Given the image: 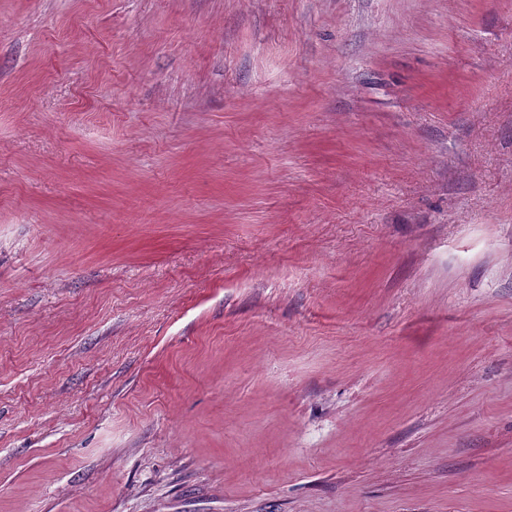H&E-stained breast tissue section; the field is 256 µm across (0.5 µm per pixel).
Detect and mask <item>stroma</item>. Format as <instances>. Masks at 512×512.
Listing matches in <instances>:
<instances>
[{
    "mask_svg": "<svg viewBox=\"0 0 512 512\" xmlns=\"http://www.w3.org/2000/svg\"><path fill=\"white\" fill-rule=\"evenodd\" d=\"M0 512H512V0H0Z\"/></svg>",
    "mask_w": 512,
    "mask_h": 512,
    "instance_id": "stroma-1",
    "label": "stroma"
}]
</instances>
